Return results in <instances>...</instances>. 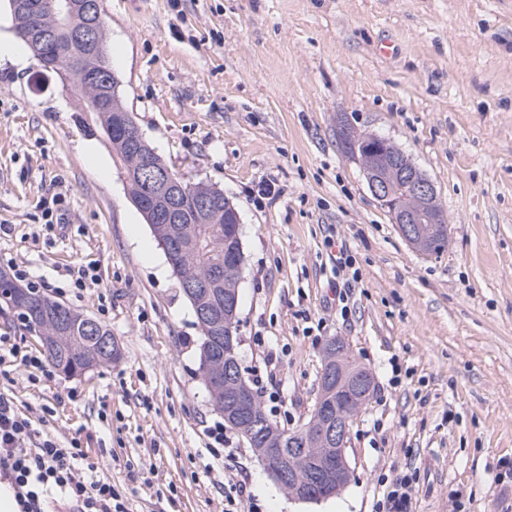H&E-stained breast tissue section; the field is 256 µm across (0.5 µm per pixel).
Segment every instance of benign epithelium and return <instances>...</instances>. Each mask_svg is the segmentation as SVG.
I'll list each match as a JSON object with an SVG mask.
<instances>
[{"label":"benign epithelium","mask_w":512,"mask_h":512,"mask_svg":"<svg viewBox=\"0 0 512 512\" xmlns=\"http://www.w3.org/2000/svg\"><path fill=\"white\" fill-rule=\"evenodd\" d=\"M74 12L72 0H56L54 26L34 24V39L50 50L59 42V33L66 32L81 59L88 62L102 54L103 29L96 21L74 27ZM122 133L141 155L151 153L135 123L126 122ZM337 134L346 153L362 166L371 194L398 225L404 240L420 252H431L446 233L447 223L437 206V192L431 180L376 135L368 136L367 141H381L382 149L373 147L362 155L358 151L357 132L341 127ZM143 184L148 198L157 202L156 209L142 210L152 229H157L155 223L159 221H180L184 204L172 187L168 172L148 166ZM242 262L238 252L224 253V269L214 272L213 277H223L226 270L232 277H238ZM21 292V286L1 270L0 299L13 305ZM197 318L204 327H224V361L203 363L202 377L213 404L223 409L224 421L237 428L268 476L289 498L299 502H317L341 493L352 477L348 457L350 427L363 409L362 399L373 388L371 371L353 358L342 339L328 340L323 347L324 380L316 411L288 441V432L264 418L239 363L238 304L234 290L230 288L224 293V314L214 315L201 308Z\"/></svg>","instance_id":"benign-epithelium-1"}]
</instances>
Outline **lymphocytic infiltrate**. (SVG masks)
Here are the masks:
<instances>
[{
  "label": "lymphocytic infiltrate",
  "mask_w": 512,
  "mask_h": 512,
  "mask_svg": "<svg viewBox=\"0 0 512 512\" xmlns=\"http://www.w3.org/2000/svg\"><path fill=\"white\" fill-rule=\"evenodd\" d=\"M0 478L19 512H128L124 486L99 474L79 438L37 439L30 418L0 392Z\"/></svg>",
  "instance_id": "f902f5d3"
}]
</instances>
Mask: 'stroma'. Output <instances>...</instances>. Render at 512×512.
Returning a JSON list of instances; mask_svg holds the SVG:
<instances>
[{
    "label": "stroma",
    "mask_w": 512,
    "mask_h": 512,
    "mask_svg": "<svg viewBox=\"0 0 512 512\" xmlns=\"http://www.w3.org/2000/svg\"><path fill=\"white\" fill-rule=\"evenodd\" d=\"M123 105L174 171L240 216L238 359L267 415L307 421L343 338L376 390L337 496L288 498L219 422L200 329L108 142L38 62L0 66V269L105 323L122 349L82 377L0 359L39 436L80 438L131 512H512V0H99ZM389 53H382L383 42ZM390 140L434 183L440 254L412 248L336 132ZM343 242L358 278L336 273ZM97 281L65 294L74 272ZM247 495H236L239 481ZM385 501L375 505L376 512H410L411 488L407 475L397 476L391 483Z\"/></svg>",
    "instance_id": "obj_1"
}]
</instances>
